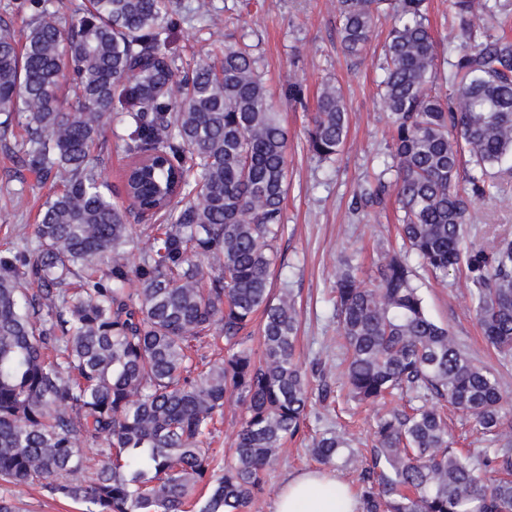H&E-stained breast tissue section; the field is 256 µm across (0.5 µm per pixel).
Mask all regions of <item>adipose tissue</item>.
I'll list each match as a JSON object with an SVG mask.
<instances>
[{
    "mask_svg": "<svg viewBox=\"0 0 512 512\" xmlns=\"http://www.w3.org/2000/svg\"><path fill=\"white\" fill-rule=\"evenodd\" d=\"M350 488L335 477L304 472L288 479L275 512H358Z\"/></svg>",
    "mask_w": 512,
    "mask_h": 512,
    "instance_id": "1",
    "label": "adipose tissue"
}]
</instances>
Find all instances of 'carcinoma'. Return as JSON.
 Instances as JSON below:
<instances>
[{
    "label": "carcinoma",
    "mask_w": 512,
    "mask_h": 512,
    "mask_svg": "<svg viewBox=\"0 0 512 512\" xmlns=\"http://www.w3.org/2000/svg\"><path fill=\"white\" fill-rule=\"evenodd\" d=\"M339 3L353 58L380 10L393 20L381 102L396 176L383 170L359 203L393 192L409 248L387 252L370 284L345 263L335 310L349 390L360 401L404 389L445 400L494 443L478 459L454 447L435 409L387 414L361 473L362 512H512V406L429 316L408 264L412 251L442 278L464 265L484 335L512 357V236L462 250L474 202L512 178V41L476 23L488 0H451L454 61L442 76L426 0ZM61 8L29 0L17 30L0 19V137L15 122L26 132L0 208L17 207L26 170L58 184L31 232L22 225L24 246L0 250V481L38 483L83 512H253L312 399L295 299L270 290L288 133L242 48L178 73L169 38L180 0ZM348 126L341 88L323 84L309 149L333 159ZM108 127L130 159L126 207L89 163ZM133 209L163 223L137 231ZM211 340L224 343L214 361L198 354ZM229 403L243 415L221 466L212 444ZM312 453L327 466L354 457L335 430ZM482 465L498 478L482 481Z\"/></svg>",
    "instance_id": "obj_1"
}]
</instances>
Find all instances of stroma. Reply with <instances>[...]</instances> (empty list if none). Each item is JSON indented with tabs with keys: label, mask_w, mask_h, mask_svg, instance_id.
<instances>
[{
	"label": "stroma",
	"mask_w": 512,
	"mask_h": 512,
	"mask_svg": "<svg viewBox=\"0 0 512 512\" xmlns=\"http://www.w3.org/2000/svg\"><path fill=\"white\" fill-rule=\"evenodd\" d=\"M217 25L200 27L194 19L178 23L171 46L181 67H192L221 45H249L288 131V190L283 216L285 233L277 243L282 261L271 280L273 294L291 289L300 310L297 352L313 370L314 393L307 428L287 442L255 512H275L279 491L289 476L316 468L312 439L319 430H344L356 460L336 469L338 479L358 490L362 461L374 444L378 418L403 408L408 395L379 404L350 400L343 388L346 362L337 335L332 299L344 261H352L361 279H369L385 251L399 248V211L394 196L381 204L356 208L363 189L392 166V132L378 97L383 46L392 21L380 19L362 58L345 55L339 37L337 0H206ZM339 83L349 112L346 142L334 160L321 162L308 150L307 129L325 82ZM304 88L303 103L288 99L289 83ZM512 233V180L498 196L476 202L467 242L490 243ZM409 263L430 317L457 336L467 355L493 369L512 400V358L502 359L486 342L468 298L464 272L445 280L432 277L417 257ZM0 497L16 500L23 512H80L77 504L50 496L37 486L0 482Z\"/></svg>",
	"instance_id": "obj_1"
}]
</instances>
